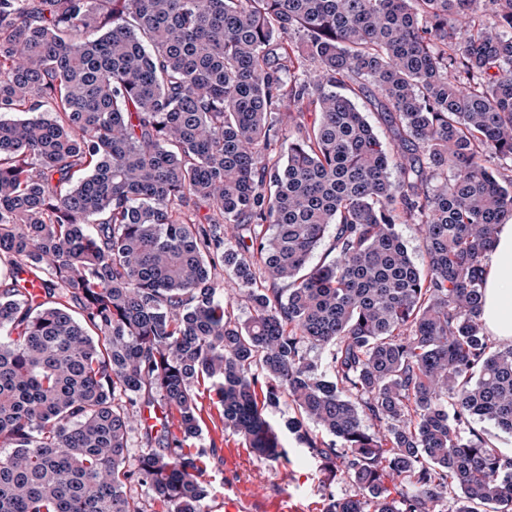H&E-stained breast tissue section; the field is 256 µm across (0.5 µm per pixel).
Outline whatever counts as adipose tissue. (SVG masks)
Segmentation results:
<instances>
[{
  "label": "adipose tissue",
  "instance_id": "adipose-tissue-1",
  "mask_svg": "<svg viewBox=\"0 0 512 512\" xmlns=\"http://www.w3.org/2000/svg\"><path fill=\"white\" fill-rule=\"evenodd\" d=\"M482 319L493 335L512 337V221L500 225L486 261Z\"/></svg>",
  "mask_w": 512,
  "mask_h": 512
}]
</instances>
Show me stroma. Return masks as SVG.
<instances>
[{"instance_id":"35a3bbf8","label":"stroma","mask_w":512,"mask_h":512,"mask_svg":"<svg viewBox=\"0 0 512 512\" xmlns=\"http://www.w3.org/2000/svg\"><path fill=\"white\" fill-rule=\"evenodd\" d=\"M200 435L190 439L194 448L217 444V456L206 459L202 479L208 495L203 512H324V496L355 494L354 483L345 475L326 481L320 463L284 424L293 417L291 403L283 401L268 411L279 428L285 456L279 460L256 457L241 437L226 429L208 395H201Z\"/></svg>"}]
</instances>
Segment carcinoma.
I'll use <instances>...</instances> for the list:
<instances>
[{
  "mask_svg": "<svg viewBox=\"0 0 512 512\" xmlns=\"http://www.w3.org/2000/svg\"><path fill=\"white\" fill-rule=\"evenodd\" d=\"M508 220L512 0H0V512H199L208 382L263 459L291 402L356 486L325 512H512L473 428L512 435V343L481 317ZM155 405L181 437L129 470ZM367 97H361L360 99L356 100V104L358 105L359 109L364 113L367 120L370 122V124L373 126L376 134L380 138V140L387 144L389 141L388 137V131L387 127L384 124V122L380 118V114L376 112V110L373 108V102H374V92L369 87V92L366 93ZM396 229L404 240L415 263L422 266L424 263V256L421 249L419 233L414 224H398ZM212 272L217 288L216 297L221 301L233 298L236 300L235 314L241 320L248 318L250 314V305L246 298L236 291L237 287L231 282L229 276L224 272V267L218 266L216 270H212ZM150 426H146L143 424L141 419L139 418L131 427L128 432L127 437V451H126V466L134 467L137 464L138 458L142 455V453L146 450V448H159L163 447L165 444L164 440H159L158 438L155 440L154 436H156V432L161 431L162 427L157 425V427H153V439H148L146 435V428Z\"/></svg>",
  "mask_w": 512,
  "mask_h": 512,
  "instance_id": "obj_1",
  "label": "carcinoma"
}]
</instances>
